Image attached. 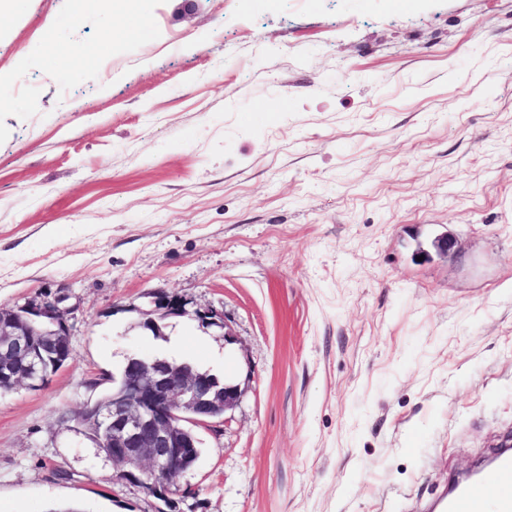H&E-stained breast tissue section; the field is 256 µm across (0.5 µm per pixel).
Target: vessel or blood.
<instances>
[{"label": "vessel or blood", "mask_w": 512, "mask_h": 512, "mask_svg": "<svg viewBox=\"0 0 512 512\" xmlns=\"http://www.w3.org/2000/svg\"><path fill=\"white\" fill-rule=\"evenodd\" d=\"M495 461L494 481L451 485L438 502L440 512H512V452H499Z\"/></svg>", "instance_id": "1"}]
</instances>
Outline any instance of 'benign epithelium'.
<instances>
[{"instance_id":"1","label":"benign epithelium","mask_w":512,"mask_h":512,"mask_svg":"<svg viewBox=\"0 0 512 512\" xmlns=\"http://www.w3.org/2000/svg\"><path fill=\"white\" fill-rule=\"evenodd\" d=\"M148 298L147 308L140 310L141 326L154 335H162L165 320L188 317L219 333L225 342L232 341L224 313L217 308H192L187 299L161 292ZM67 300L65 295L34 300L21 321L0 316V378L12 376L20 367L27 386L44 381L38 372L61 352L53 337L70 335ZM36 336L51 340L38 343ZM243 393L241 383H221L187 363L128 357L112 374V401L97 408L112 448V465L119 466L118 479L142 487L156 499L172 501L179 489L160 483L157 476L176 466L189 449L201 447L196 428L227 420Z\"/></svg>"}]
</instances>
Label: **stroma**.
Returning a JSON list of instances; mask_svg holds the SVG:
<instances>
[{"label":"stroma","mask_w":512,"mask_h":512,"mask_svg":"<svg viewBox=\"0 0 512 512\" xmlns=\"http://www.w3.org/2000/svg\"><path fill=\"white\" fill-rule=\"evenodd\" d=\"M68 12L0 10V307L72 308L68 363L0 395V512H426L512 432V0ZM152 291L232 343L153 336ZM132 355L245 388L171 509L67 422ZM113 11L124 13L128 16L126 32L130 35L139 33L145 18L144 0H115ZM148 298L150 300L147 308L139 310L143 317L140 324L154 335L163 336L162 329L165 327V320L188 317L196 321L202 328L210 329L219 333L220 336H224L225 343L233 341L230 332L226 331L227 324L223 311L213 306L191 308L189 307L191 302L187 299L161 292L150 294Z\"/></svg>","instance_id":"35a3bbf8"}]
</instances>
